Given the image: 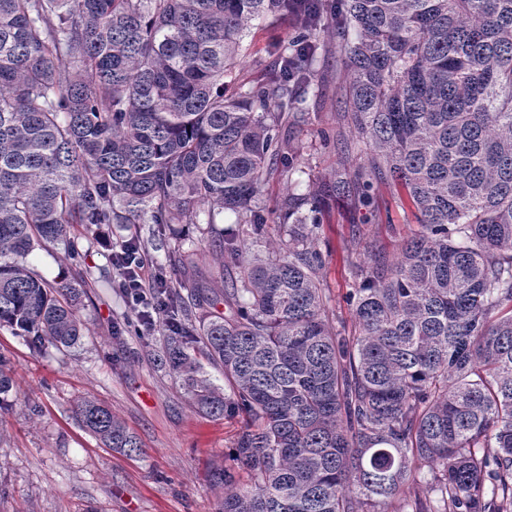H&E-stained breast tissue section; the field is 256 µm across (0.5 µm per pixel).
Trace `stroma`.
<instances>
[{
  "label": "stroma",
  "mask_w": 512,
  "mask_h": 512,
  "mask_svg": "<svg viewBox=\"0 0 512 512\" xmlns=\"http://www.w3.org/2000/svg\"><path fill=\"white\" fill-rule=\"evenodd\" d=\"M293 33L290 21L255 22L240 64L225 79L229 90L263 83L278 44ZM343 80L335 43L319 47L302 120L290 130L302 169L288 178L272 172L261 188L268 235L277 233L283 196L307 193L313 181L331 177L342 149H349L354 165L364 162L343 110ZM375 194L373 211L344 202L323 211L319 276L329 297L326 316L331 327L348 334L354 330L347 300L354 286L351 267L394 260L419 229L387 185H377ZM152 230L149 224L115 225L106 229V242L89 245V297L80 310L85 334L78 346L39 351L0 330V353L9 357L17 382V397L0 416V512H217L220 491L211 472L231 455L242 420L207 417L191 407L179 379L157 364L164 329H156L148 344L128 331L131 313L115 286L109 245L138 235L154 270L184 295L196 283L220 272L232 277L234 270L221 267L215 247L198 253L196 267L174 265ZM85 395L105 403L137 434L140 455L104 448L79 427L73 409Z\"/></svg>",
  "instance_id": "35a3bbf8"
}]
</instances>
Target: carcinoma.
I'll use <instances>...</instances> for the list:
<instances>
[{"label": "carcinoma", "instance_id": "carcinoma-1", "mask_svg": "<svg viewBox=\"0 0 512 512\" xmlns=\"http://www.w3.org/2000/svg\"><path fill=\"white\" fill-rule=\"evenodd\" d=\"M270 17L297 35L266 82L226 93ZM323 38L372 179L340 157L334 180L283 200L267 241L260 186L273 165L296 170L279 130ZM375 180L421 231L352 271L345 336L326 320L320 213L331 197L369 206ZM103 224L162 225L184 265L193 224L238 269L159 309L161 367L198 413L244 418L232 464L212 473L218 512H389L399 498L402 512H512V0H0V329L39 350L80 342L81 240ZM48 245L72 275L28 266ZM220 301L228 314L206 311ZM74 413L104 447L141 453L97 399ZM424 470L434 497L402 498Z\"/></svg>", "mask_w": 512, "mask_h": 512}]
</instances>
